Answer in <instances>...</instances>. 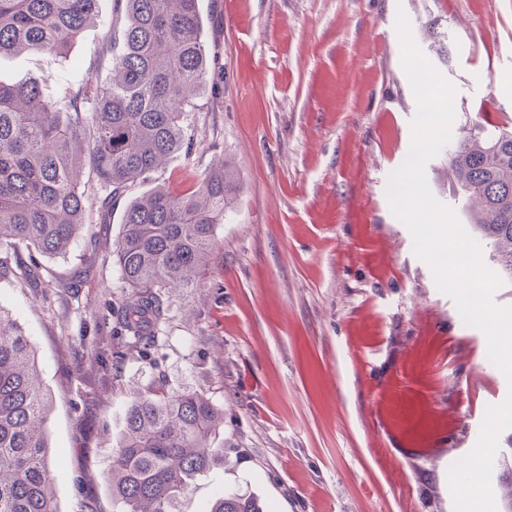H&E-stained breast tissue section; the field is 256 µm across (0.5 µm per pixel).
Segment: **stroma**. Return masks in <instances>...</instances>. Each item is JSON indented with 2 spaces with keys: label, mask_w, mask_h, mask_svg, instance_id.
Segmentation results:
<instances>
[{
  "label": "stroma",
  "mask_w": 512,
  "mask_h": 512,
  "mask_svg": "<svg viewBox=\"0 0 512 512\" xmlns=\"http://www.w3.org/2000/svg\"><path fill=\"white\" fill-rule=\"evenodd\" d=\"M453 84V139L512 127V0H199L210 57L187 113L190 141L108 215L91 212L42 288L0 279L52 398L45 426L60 512H112L103 473L129 405L157 387L203 394L224 414L223 468L179 505L206 512L224 491L264 512H453L447 470L475 446L488 406L512 390L414 253L388 201L417 105L395 31ZM441 17L448 52L428 32ZM112 0L67 54L0 58V78L45 79L63 100L108 82ZM234 162L239 197L193 285L163 288L149 356L112 364V308L128 295L112 247L131 200L189 191ZM491 483L512 507V428Z\"/></svg>",
  "instance_id": "35a3bbf8"
}]
</instances>
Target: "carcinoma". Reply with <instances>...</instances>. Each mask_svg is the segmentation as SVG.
<instances>
[{
  "mask_svg": "<svg viewBox=\"0 0 512 512\" xmlns=\"http://www.w3.org/2000/svg\"><path fill=\"white\" fill-rule=\"evenodd\" d=\"M101 0H0V57L63 54L99 15ZM126 17L112 82L70 87L66 111L43 81L0 80V278H39L41 259L66 252L88 208L106 212L128 184L188 144L184 115L206 84L209 53L198 0H113ZM87 170L85 185L77 172ZM448 170L466 200L479 241L512 281V129L462 138ZM233 163L210 169L189 192L158 187L126 207L112 256L129 296L117 309L124 332L113 352L145 350L162 316L156 289L187 285L206 265L215 227L235 207ZM49 415L30 341L0 314V512H59L49 491ZM218 409L190 391L151 392L125 414L106 480L113 512H180L193 480L224 465L213 448ZM208 512H263L257 500L226 490Z\"/></svg>",
  "mask_w": 512,
  "mask_h": 512,
  "instance_id": "obj_1",
  "label": "carcinoma"
}]
</instances>
